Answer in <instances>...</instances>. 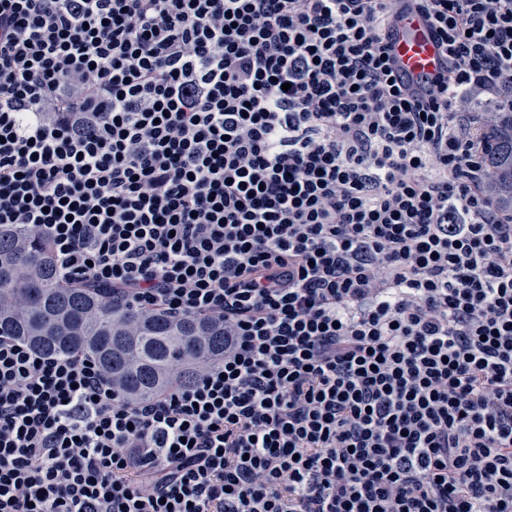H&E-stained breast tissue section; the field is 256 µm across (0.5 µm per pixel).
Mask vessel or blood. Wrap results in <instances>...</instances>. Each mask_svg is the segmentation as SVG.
<instances>
[{
  "label": "vessel or blood",
  "instance_id": "vessel-or-blood-1",
  "mask_svg": "<svg viewBox=\"0 0 512 512\" xmlns=\"http://www.w3.org/2000/svg\"><path fill=\"white\" fill-rule=\"evenodd\" d=\"M392 47L395 75L412 92H420L430 79L442 73L447 66L435 31L411 0H403L392 32Z\"/></svg>",
  "mask_w": 512,
  "mask_h": 512
}]
</instances>
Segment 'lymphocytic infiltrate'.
I'll list each match as a JSON object with an SVG mask.
<instances>
[{"label":"lymphocytic infiltrate","instance_id":"obj_1","mask_svg":"<svg viewBox=\"0 0 512 512\" xmlns=\"http://www.w3.org/2000/svg\"><path fill=\"white\" fill-rule=\"evenodd\" d=\"M0 0V227L114 302L223 320L123 400L0 336V512H512V0ZM404 1L392 32L395 76L418 95L448 63L433 28L415 9L413 0ZM484 133L489 147L483 161L489 170V188L501 209L512 216V112H488Z\"/></svg>","mask_w":512,"mask_h":512}]
</instances>
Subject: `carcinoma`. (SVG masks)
I'll use <instances>...</instances> for the list:
<instances>
[{"label": "carcinoma", "mask_w": 512, "mask_h": 512, "mask_svg": "<svg viewBox=\"0 0 512 512\" xmlns=\"http://www.w3.org/2000/svg\"><path fill=\"white\" fill-rule=\"evenodd\" d=\"M487 117L489 188L512 215V112ZM0 336L93 357L130 402L158 397L224 356V323L116 306L103 291L63 281L48 247L15 228L0 230Z\"/></svg>", "instance_id": "1"}]
</instances>
